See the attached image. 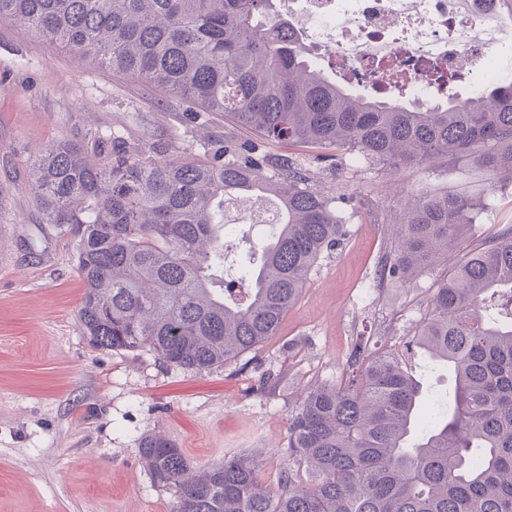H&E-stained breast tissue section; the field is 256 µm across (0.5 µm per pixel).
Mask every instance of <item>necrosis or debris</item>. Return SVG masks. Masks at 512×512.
Wrapping results in <instances>:
<instances>
[{
    "label": "necrosis or debris",
    "instance_id": "necrosis-or-debris-1",
    "mask_svg": "<svg viewBox=\"0 0 512 512\" xmlns=\"http://www.w3.org/2000/svg\"><path fill=\"white\" fill-rule=\"evenodd\" d=\"M309 48L326 53L368 88L410 89L432 104L439 87L430 68L473 75L472 94L485 82L512 80V10L502 0H284Z\"/></svg>",
    "mask_w": 512,
    "mask_h": 512
}]
</instances>
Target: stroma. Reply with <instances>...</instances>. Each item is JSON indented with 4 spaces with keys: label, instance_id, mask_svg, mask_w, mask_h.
I'll return each instance as SVG.
<instances>
[{
    "label": "stroma",
    "instance_id": "1",
    "mask_svg": "<svg viewBox=\"0 0 512 512\" xmlns=\"http://www.w3.org/2000/svg\"><path fill=\"white\" fill-rule=\"evenodd\" d=\"M189 104L128 74L79 65L57 43L0 22V512H170L138 454V438L174 440L193 465L241 448L262 449L265 481L278 482L288 420L304 389L340 381L359 334L403 350L448 272L440 263L406 281L376 283L394 220L410 194L448 189L483 200L486 214L454 250L461 259L512 224V179L468 159L363 170L344 157L316 163L315 177L343 197L346 235L323 255L275 336L256 350L196 373L93 348L78 321L83 285L74 245L44 223L25 161L34 148L118 134L166 157L210 159L224 140L253 141L220 112L188 119ZM368 200L369 209L356 207ZM409 361L429 398L448 400L454 376L423 351ZM276 385L260 391L267 374Z\"/></svg>",
    "mask_w": 512,
    "mask_h": 512
}]
</instances>
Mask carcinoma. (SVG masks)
<instances>
[{
  "mask_svg": "<svg viewBox=\"0 0 512 512\" xmlns=\"http://www.w3.org/2000/svg\"><path fill=\"white\" fill-rule=\"evenodd\" d=\"M20 23L96 63L222 112L267 139L355 155L370 167L468 157L512 173V83L411 107L397 90L357 95L313 66L273 0H0ZM44 223L71 234L84 284L83 336L202 372L274 336L315 263L342 242L338 197L299 160L224 140L211 160H172L121 138L55 142L26 161ZM276 204L274 229L216 287L237 232L224 204ZM484 205L426 192L400 214L383 279L405 280L455 248ZM415 343L455 374L453 409L426 418L406 360L359 336L349 374L315 384L288 422L278 487L259 448L206 467L148 434L139 456L172 512H512V224L448 268Z\"/></svg>",
  "mask_w": 512,
  "mask_h": 512,
  "instance_id": "cac0c4a2",
  "label": "carcinoma"
}]
</instances>
